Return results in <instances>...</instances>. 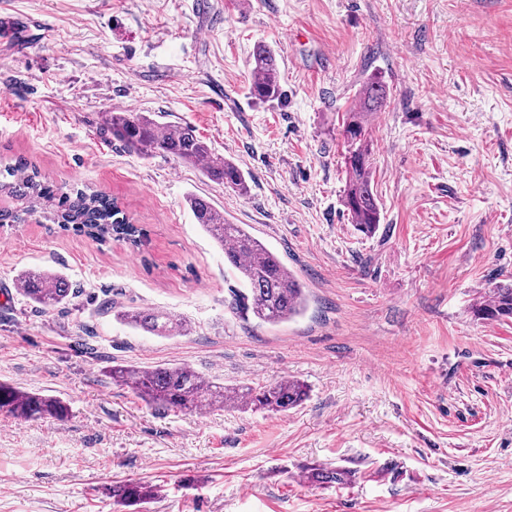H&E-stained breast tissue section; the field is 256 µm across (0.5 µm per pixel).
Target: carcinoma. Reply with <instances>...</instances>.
<instances>
[{
	"instance_id": "1",
	"label": "carcinoma",
	"mask_w": 512,
	"mask_h": 512,
	"mask_svg": "<svg viewBox=\"0 0 512 512\" xmlns=\"http://www.w3.org/2000/svg\"><path fill=\"white\" fill-rule=\"evenodd\" d=\"M250 94L261 103L282 99L277 57L264 43L251 55ZM388 89L382 77L373 75L359 90L357 104L350 109L343 125L346 143L343 206L351 223L367 237L376 234L381 207L372 184L371 152L368 140L369 117L380 111ZM104 127L112 138L130 152L147 159L166 154L201 170L206 177L221 182L240 194L247 192L243 171L232 161L212 153L190 124L164 125L151 115L137 112H108ZM0 196L11 207L0 210V224H21L34 214L64 231L83 234L96 240L112 236L138 246L144 233L122 217L117 200L88 186L58 187L41 174L27 158L17 156L0 161ZM188 207L198 224L222 249L224 262L235 272L246 291L233 293L230 302L242 319L259 324L279 325L304 314L309 297L298 275L275 252L255 237L245 224H232L224 212L198 195H191ZM20 291L28 303L40 310H53L73 298L67 278L54 270H27L18 275ZM479 320L512 318V285H496L489 295L471 306ZM127 325L158 337L180 336L185 325L161 310H129L120 315ZM112 383L129 389L147 405L163 409L200 411L263 410L286 412L305 401L306 386L298 380L282 379L260 388L226 387L207 379L187 364L157 365L141 368L112 366ZM0 412L15 418L49 417L62 421L68 417L67 405L50 396L0 383ZM310 478L321 483L345 484L352 480L346 469H318ZM128 503L151 496V487L126 485L119 489Z\"/></svg>"
}]
</instances>
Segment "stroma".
<instances>
[{
	"mask_svg": "<svg viewBox=\"0 0 512 512\" xmlns=\"http://www.w3.org/2000/svg\"><path fill=\"white\" fill-rule=\"evenodd\" d=\"M0 0V154L61 187L117 199L143 246L0 227V381L63 400L66 420L0 414V512H512V322L471 307L512 283V0ZM281 102L250 94L257 43ZM382 219L365 237L342 205L343 119L367 79ZM188 123L245 174L247 194L103 132V115ZM197 194L249 225L305 283L296 321L230 308L239 282L196 224ZM63 273L68 305L18 292ZM157 308L186 335L118 313ZM188 364L229 386L288 378L281 413L146 406L113 365ZM345 468L347 485L311 481ZM154 494L133 505L119 486ZM20 291L29 304L40 310H53L73 298L67 278L54 270H27L18 275Z\"/></svg>",
	"mask_w": 512,
	"mask_h": 512,
	"instance_id": "obj_1",
	"label": "stroma"
}]
</instances>
